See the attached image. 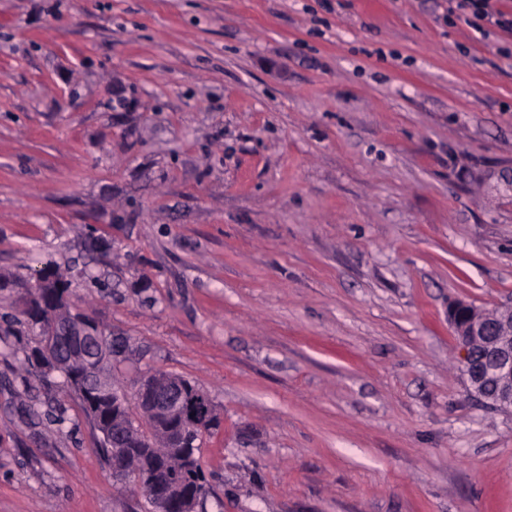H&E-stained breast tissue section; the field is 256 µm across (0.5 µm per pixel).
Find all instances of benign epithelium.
Masks as SVG:
<instances>
[{
	"label": "benign epithelium",
	"mask_w": 512,
	"mask_h": 512,
	"mask_svg": "<svg viewBox=\"0 0 512 512\" xmlns=\"http://www.w3.org/2000/svg\"><path fill=\"white\" fill-rule=\"evenodd\" d=\"M448 321L460 350V363L470 393L493 409L512 410V308L487 312L475 305L457 302L448 309ZM93 324L73 317L52 333L45 343V354L55 360L57 354L80 355L90 364L101 357L88 337ZM137 392L150 408L157 422L165 426V440L174 455L187 456L182 448L181 422L187 417L191 402L201 393H188L178 379L150 374L140 380ZM159 476L145 473L137 482L153 504V512H196L199 503L188 482L158 468ZM112 474L129 478L127 450L112 452Z\"/></svg>",
	"instance_id": "benign-epithelium-1"
}]
</instances>
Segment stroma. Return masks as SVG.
Segmentation results:
<instances>
[{
	"mask_svg": "<svg viewBox=\"0 0 512 512\" xmlns=\"http://www.w3.org/2000/svg\"><path fill=\"white\" fill-rule=\"evenodd\" d=\"M446 7L0 0V512H150L25 361L47 267L211 398L197 512H512L448 323L512 306V37Z\"/></svg>",
	"mask_w": 512,
	"mask_h": 512,
	"instance_id": "35a3bbf8",
	"label": "stroma"
}]
</instances>
